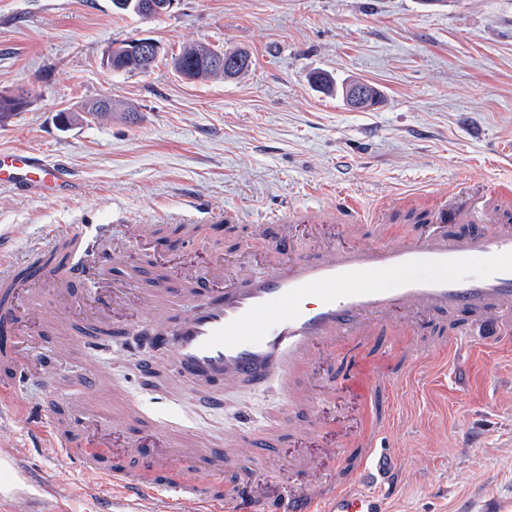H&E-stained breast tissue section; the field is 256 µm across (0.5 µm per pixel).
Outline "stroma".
Wrapping results in <instances>:
<instances>
[{"label":"stroma","mask_w":512,"mask_h":512,"mask_svg":"<svg viewBox=\"0 0 512 512\" xmlns=\"http://www.w3.org/2000/svg\"><path fill=\"white\" fill-rule=\"evenodd\" d=\"M132 38L162 43L165 55L145 72L113 73L106 50ZM241 49L253 64L237 78L189 81L172 54L187 44ZM336 81L362 78L379 88L372 109H349L313 85L314 72ZM27 92L25 111L0 123V151L26 149L60 167L68 191L45 199L23 186L0 188V237L12 258L47 244L58 226L104 224L125 245L126 262L154 273L167 265L201 269L214 257L256 251L264 213L318 210L351 197L371 208L397 202L383 224H340L337 242H401L406 219L438 193L487 188L512 179V0H178L146 19L112 0H0V92ZM101 98L111 117L67 122ZM236 210L233 230L209 229L198 243H135L140 224L196 223ZM127 339L104 338L87 362L107 377L103 405L84 429L90 445L112 425V394L142 408L147 427L190 430L205 443L277 423L276 386L233 385L220 406L170 393L168 376L146 378ZM336 391L322 425L280 448L267 467L266 492L283 491L289 463L319 458L339 481L362 441L379 431L401 481L391 512H486L512 505V346L465 345L451 330L419 336L400 319L364 340L344 337L327 352ZM41 376L22 381L19 403L47 404L53 390L80 401L90 385L76 365L39 352ZM359 380L389 390L396 418L345 382L349 358ZM32 422L18 415L0 445L24 452L35 483L28 512H117L121 493H87L76 464L58 465L31 446Z\"/></svg>","instance_id":"stroma-1"}]
</instances>
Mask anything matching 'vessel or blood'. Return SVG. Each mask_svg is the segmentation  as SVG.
Masks as SVG:
<instances>
[{
	"instance_id": "obj_1",
	"label": "vessel or blood",
	"mask_w": 512,
	"mask_h": 512,
	"mask_svg": "<svg viewBox=\"0 0 512 512\" xmlns=\"http://www.w3.org/2000/svg\"><path fill=\"white\" fill-rule=\"evenodd\" d=\"M23 184L36 193L65 189L61 169L43 164L29 151L0 153V186ZM382 214L364 210L344 198L318 211L298 209L274 214L257 224L265 242L259 266H234L224 258L192 274L155 278L149 290V315L133 323L122 314L128 277L114 276L112 289L96 294L98 313L74 326L57 312L55 296H32L31 282L45 276L42 267L27 277L16 276L11 263L0 257V422L9 413L22 376L31 374L33 357L18 337L22 314L40 319V337L52 339L74 356L96 337L133 338L148 345L171 367L177 384L201 385L218 395L224 385L247 381L257 387L276 384L281 395V418L272 428L246 432L226 446L203 449L198 436L158 432L154 442L131 437L121 454L91 450L79 422L92 413L97 399L55 405L47 442L57 460L78 464L99 486H112L142 496L141 471L155 474L156 485L170 486L175 496L162 512H387V489L397 475L392 453L378 449L368 437L358 474L327 493L313 490L319 464L310 460L291 467L295 480L278 496H267L266 475L254 469L241 493L225 498V471L240 469L247 454L272 457L289 439L288 417L295 407L308 416L335 389L324 380L319 392L301 388L300 369L318 344H333L343 336H371L378 326L401 315L406 327L424 335L448 316L461 314L458 333L485 341L512 334V186L492 188L474 203L462 194L450 196L420 225L415 239L403 243L327 241V232L340 224H379ZM312 225L324 238L323 247L307 252L291 248L290 225ZM99 224H72L52 233L66 275L65 293L74 285H90L118 257L105 249L94 252L92 239L105 237ZM477 259L472 270L464 259ZM117 418L113 428L130 427L141 417L139 406L113 395ZM0 463L18 476L10 497L22 500L30 483L23 456L0 448Z\"/></svg>"
}]
</instances>
